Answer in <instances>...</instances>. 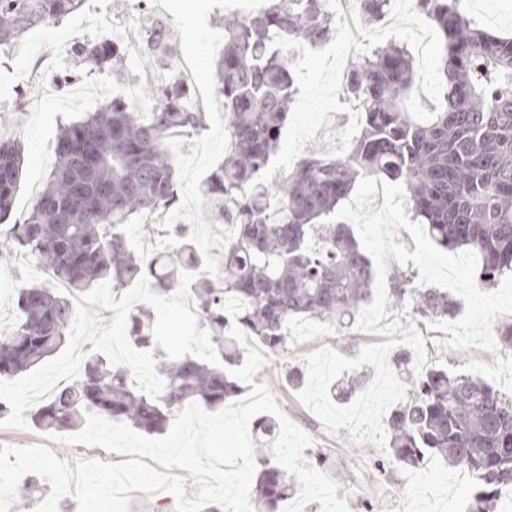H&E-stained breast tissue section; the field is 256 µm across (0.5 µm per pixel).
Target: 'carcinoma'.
Returning <instances> with one entry per match:
<instances>
[{"mask_svg":"<svg viewBox=\"0 0 512 512\" xmlns=\"http://www.w3.org/2000/svg\"><path fill=\"white\" fill-rule=\"evenodd\" d=\"M80 2L0 0V48L34 26L66 17ZM268 2L255 14L219 19L224 46L216 92L224 103L226 147L200 196L206 215L232 229L221 258L202 251L181 224L148 223L178 200L169 143L203 127V113L193 110L178 82L150 87L148 112L112 100L61 127L44 189L23 222L0 239L4 251L26 255L48 279L64 284L18 289L19 316L0 336V379L25 374L64 347L77 298L97 284L108 281L118 291L144 276L153 292L168 295L178 289L182 271L197 274L189 299L221 366L190 355L168 359L155 345L151 314L141 308L129 314L127 335L133 346L154 351L164 380L160 397L140 392L128 369L92 352L75 381L31 410L34 425L74 431L90 412L160 434L188 402L210 411L240 395L239 380L227 372L241 366L245 354L229 336L232 321L280 354L296 318L332 325L355 319L372 294L376 271L350 227L332 216L363 176L404 185L412 212L437 245L477 251L480 285L512 271V39L479 29L467 17L465 0H415L443 42V102L434 117L419 123L406 109L415 70L404 48L357 54L344 94L360 112L363 130L348 156L313 151L274 174L270 184L256 186L278 153L298 93L296 58L272 48L274 37L317 46L335 31L327 0ZM357 2L363 20L373 22L391 0ZM81 57L112 78L124 70L125 52L114 43H87ZM23 163L21 142L0 135V224L14 210ZM137 217L171 244L135 254L127 227ZM229 295L246 304L234 320L223 310ZM391 300L426 320L458 309L447 293L416 286L407 269L394 272ZM412 361L409 351L397 355L396 363L409 370V388L387 419L389 453L377 467L420 469L442 459L475 480L473 512H494L500 492L512 488V394L445 365L417 375ZM254 453L255 512H279L295 478L266 444L257 442Z\"/></svg>","mask_w":512,"mask_h":512,"instance_id":"carcinoma-1","label":"carcinoma"}]
</instances>
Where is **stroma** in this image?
Listing matches in <instances>:
<instances>
[{"mask_svg":"<svg viewBox=\"0 0 512 512\" xmlns=\"http://www.w3.org/2000/svg\"><path fill=\"white\" fill-rule=\"evenodd\" d=\"M468 16L490 34L512 38V0H468ZM227 0H82L80 7L59 21L40 24L26 33L0 56V128L19 139L24 148V165L17 192L14 220L26 216L43 190L56 157L54 143L64 124L96 111L113 96L117 83H138L143 76L152 81L166 79L163 70H150L143 47L126 48L123 80L89 70L77 54L87 41L111 38L119 30L136 26L143 17L174 33L169 48L176 71L185 73L190 101L200 91L211 99L204 113V127L194 135L174 139L170 149L179 174V200L165 223L186 224L196 241L208 252H221L224 227L211 223L201 206L199 189L206 176L224 156V107L215 97L214 62L224 40L215 18L227 13ZM44 276L20 253L0 257V327L10 328L15 314L17 289L24 283L43 281ZM426 341L429 362L455 369L472 360L494 364L493 353L470 348L465 351L439 347L446 334L428 329L424 320L414 321ZM288 348L254 375L255 383L267 385L286 416L313 439V449L322 451L325 472L349 490L351 512H364L365 504L381 512H469L472 503L470 479L450 481L451 470L433 462L426 467L391 469L380 473V456L372 444L357 445L348 429L332 434L299 400L298 388L283 377L286 365H299L305 354L330 346L345 357H357L367 344L383 343L378 334L364 333L354 326L327 325L313 319L292 322ZM49 445L60 459L85 455L119 463L123 457L82 443L49 442L48 433L35 426L0 428V447Z\"/></svg>","mask_w":512,"mask_h":512,"instance_id":"35a3bbf8","label":"stroma"}]
</instances>
